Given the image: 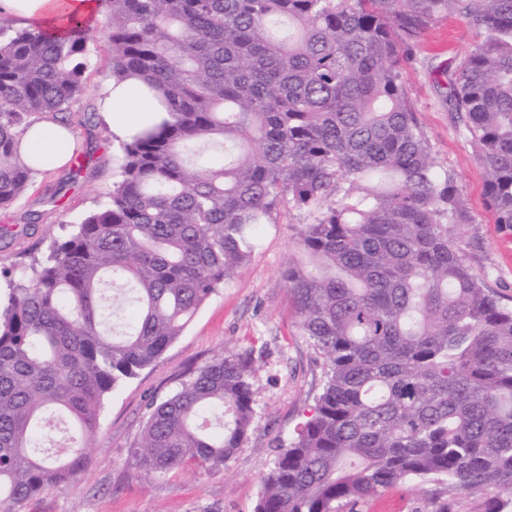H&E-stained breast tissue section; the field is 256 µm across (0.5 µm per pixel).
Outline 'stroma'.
<instances>
[{
    "mask_svg": "<svg viewBox=\"0 0 512 512\" xmlns=\"http://www.w3.org/2000/svg\"><path fill=\"white\" fill-rule=\"evenodd\" d=\"M476 39L457 15L444 16L411 45L403 83L439 171L450 174L465 195L471 224L458 230L473 274L512 306V232L495 224L485 205L484 175L474 146L461 132L446 102L442 71ZM106 25L98 23L89 43L90 67L84 92L69 113L73 148L80 166L65 165L35 175L25 194L0 210V272L20 270L30 254L45 252L63 229H75L85 214L106 202L123 162L122 141L99 112L110 72L103 60ZM308 212L282 207L274 223L257 228L249 264L225 281L199 308L178 339L137 377L117 387L104 402L98 429L88 436V464L76 478L28 501L25 512H253L261 477L314 405L326 367L299 329V313L283 279L295 259ZM254 350L255 415L247 439L227 466L178 469L143 477L131 463L150 400L177 391L188 369L200 368L224 349ZM430 481L397 484L358 512H431L439 492Z\"/></svg>",
    "mask_w": 512,
    "mask_h": 512,
    "instance_id": "stroma-1",
    "label": "stroma"
}]
</instances>
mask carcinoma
Wrapping results in <instances>:
<instances>
[{
	"instance_id": "obj_1",
	"label": "carcinoma",
	"mask_w": 512,
	"mask_h": 512,
	"mask_svg": "<svg viewBox=\"0 0 512 512\" xmlns=\"http://www.w3.org/2000/svg\"><path fill=\"white\" fill-rule=\"evenodd\" d=\"M116 81L169 119L122 144L108 200L8 279L0 303V512L86 465L107 396L151 365L284 205L315 213L283 272L326 381L277 445L254 512H353L413 479L512 492V309L448 225L471 216L437 170L402 81L408 46L459 13L448 66L487 207L512 230V0H100ZM92 30L0 17V209L38 173L34 121L68 125ZM252 352L225 351L147 407L139 472L223 467L254 415Z\"/></svg>"
}]
</instances>
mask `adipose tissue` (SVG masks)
I'll use <instances>...</instances> for the list:
<instances>
[{"label":"adipose tissue","instance_id":"1","mask_svg":"<svg viewBox=\"0 0 512 512\" xmlns=\"http://www.w3.org/2000/svg\"><path fill=\"white\" fill-rule=\"evenodd\" d=\"M0 13L13 17L18 26H50L62 31L65 14H77L97 22L99 0H0ZM146 83L133 79L122 84L108 83L100 100V110L120 139L130 140L135 133L166 119V112L155 111L152 101L143 95ZM69 131L59 124L40 120L22 136V149L46 155V168L63 166L70 158Z\"/></svg>","mask_w":512,"mask_h":512}]
</instances>
